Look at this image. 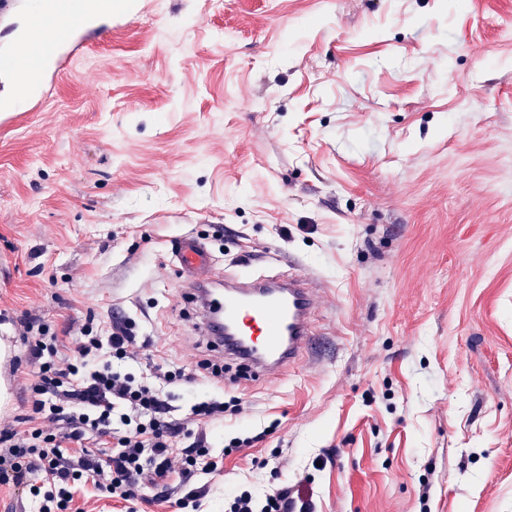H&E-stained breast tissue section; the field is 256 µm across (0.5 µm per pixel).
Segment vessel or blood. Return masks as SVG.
<instances>
[{
  "label": "vessel or blood",
  "instance_id": "b4317fda",
  "mask_svg": "<svg viewBox=\"0 0 512 512\" xmlns=\"http://www.w3.org/2000/svg\"><path fill=\"white\" fill-rule=\"evenodd\" d=\"M133 0H36L23 29L0 51V70L16 80L31 107L42 105L56 78L98 35L99 19H124ZM174 261L185 285L206 290L204 324L228 351L273 374L297 362L313 340L316 295L305 279L243 282L217 276L212 256L197 238H179Z\"/></svg>",
  "mask_w": 512,
  "mask_h": 512
}]
</instances>
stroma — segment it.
<instances>
[{
	"mask_svg": "<svg viewBox=\"0 0 512 512\" xmlns=\"http://www.w3.org/2000/svg\"><path fill=\"white\" fill-rule=\"evenodd\" d=\"M21 123L0 126V426L29 414L19 320L125 319V371L194 373L239 412L193 424L212 474L76 512H224L287 487L315 512H512V0H139ZM298 273L325 297L296 365L194 372L173 261ZM251 447L225 454L231 438Z\"/></svg>",
	"mask_w": 512,
	"mask_h": 512,
	"instance_id": "stroma-1",
	"label": "stroma"
}]
</instances>
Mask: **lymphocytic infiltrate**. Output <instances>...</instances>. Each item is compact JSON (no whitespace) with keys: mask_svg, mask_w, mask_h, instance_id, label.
Returning a JSON list of instances; mask_svg holds the SVG:
<instances>
[{"mask_svg":"<svg viewBox=\"0 0 512 512\" xmlns=\"http://www.w3.org/2000/svg\"><path fill=\"white\" fill-rule=\"evenodd\" d=\"M32 336L28 361L31 412L24 431L0 430V486L28 489L40 512H69L71 487L92 482L110 497L130 500L140 489L166 487L171 475L213 473L203 435L177 449L173 439L184 428L171 416L166 386L185 380L184 372L156 368L152 379L115 369L114 361L136 355L128 322H114L105 333L82 327L67 359H58L57 337L36 316L20 320ZM109 347L112 361L99 358ZM225 512H313L309 501L278 488L265 495L244 489L224 505Z\"/></svg>","mask_w":512,"mask_h":512,"instance_id":"f902f5d3","label":"lymphocytic infiltrate"}]
</instances>
